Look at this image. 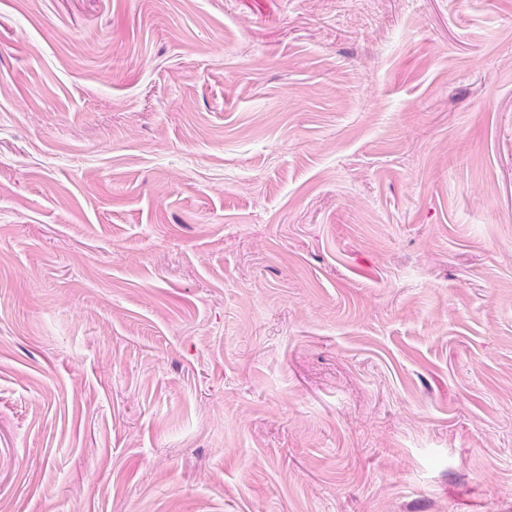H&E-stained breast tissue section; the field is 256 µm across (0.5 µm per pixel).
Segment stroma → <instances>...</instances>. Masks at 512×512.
I'll list each match as a JSON object with an SVG mask.
<instances>
[{"label": "stroma", "instance_id": "stroma-1", "mask_svg": "<svg viewBox=\"0 0 512 512\" xmlns=\"http://www.w3.org/2000/svg\"><path fill=\"white\" fill-rule=\"evenodd\" d=\"M0 512H512V0H0Z\"/></svg>", "mask_w": 512, "mask_h": 512}]
</instances>
